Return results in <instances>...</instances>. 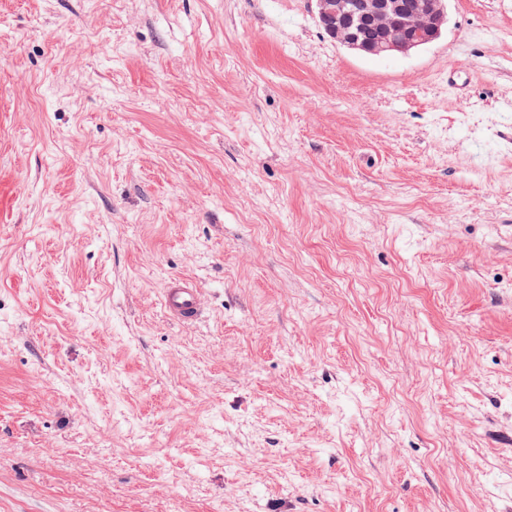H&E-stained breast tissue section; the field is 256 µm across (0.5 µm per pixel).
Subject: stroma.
<instances>
[{
	"label": "stroma",
	"instance_id": "obj_1",
	"mask_svg": "<svg viewBox=\"0 0 512 512\" xmlns=\"http://www.w3.org/2000/svg\"><path fill=\"white\" fill-rule=\"evenodd\" d=\"M447 8L0 0V512H512V0ZM318 0V19L336 42L371 56L408 54L439 38L447 24L446 0ZM370 25L376 36L359 42L356 32ZM161 306L170 318L190 323L198 317L202 308L200 288L186 277L172 276L163 288Z\"/></svg>",
	"mask_w": 512,
	"mask_h": 512
}]
</instances>
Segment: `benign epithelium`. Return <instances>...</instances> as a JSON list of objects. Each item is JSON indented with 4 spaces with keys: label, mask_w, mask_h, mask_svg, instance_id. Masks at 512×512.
<instances>
[{
    "label": "benign epithelium",
    "mask_w": 512,
    "mask_h": 512,
    "mask_svg": "<svg viewBox=\"0 0 512 512\" xmlns=\"http://www.w3.org/2000/svg\"><path fill=\"white\" fill-rule=\"evenodd\" d=\"M318 19L336 42L371 55L408 54L439 38L447 24L446 0H317Z\"/></svg>",
    "instance_id": "obj_1"
}]
</instances>
